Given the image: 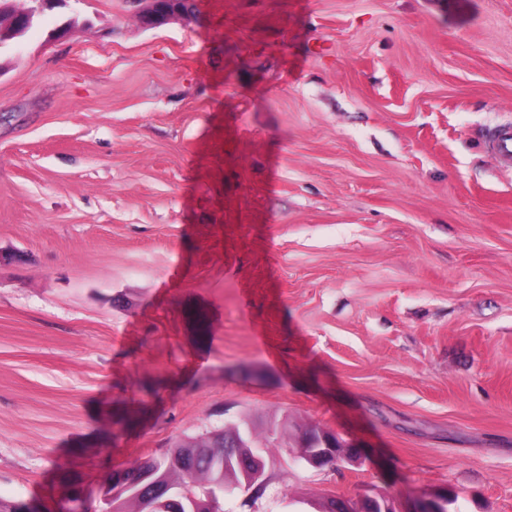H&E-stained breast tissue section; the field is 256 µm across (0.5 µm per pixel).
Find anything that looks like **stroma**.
I'll return each instance as SVG.
<instances>
[{"instance_id": "obj_1", "label": "stroma", "mask_w": 512, "mask_h": 512, "mask_svg": "<svg viewBox=\"0 0 512 512\" xmlns=\"http://www.w3.org/2000/svg\"><path fill=\"white\" fill-rule=\"evenodd\" d=\"M512 0H69L0 48V501L227 423L224 512H512ZM489 150L496 156L499 163L512 165V126H499L493 133Z\"/></svg>"}]
</instances>
